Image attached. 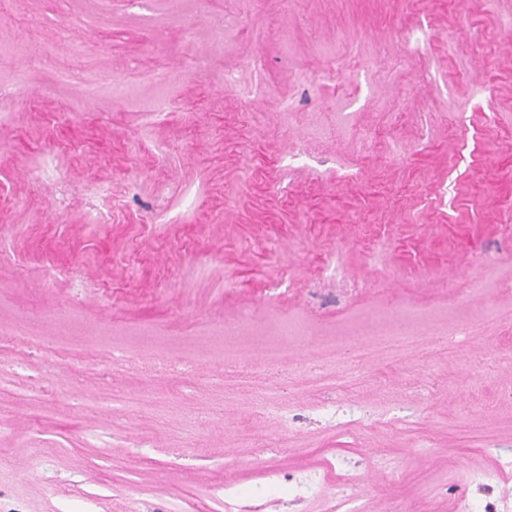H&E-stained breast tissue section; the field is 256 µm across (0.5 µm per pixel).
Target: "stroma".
Listing matches in <instances>:
<instances>
[{"label": "stroma", "instance_id": "35a3bbf8", "mask_svg": "<svg viewBox=\"0 0 512 512\" xmlns=\"http://www.w3.org/2000/svg\"><path fill=\"white\" fill-rule=\"evenodd\" d=\"M1 84L0 512H512V0H0ZM396 323L434 355L305 376ZM89 331L192 373L45 380ZM111 384L153 409H76ZM256 367H258L257 363H234L229 366H225L224 369V366L222 364L218 372L211 374V378H218L222 386H224L227 389H231L244 384L249 377L250 371Z\"/></svg>", "mask_w": 512, "mask_h": 512}]
</instances>
